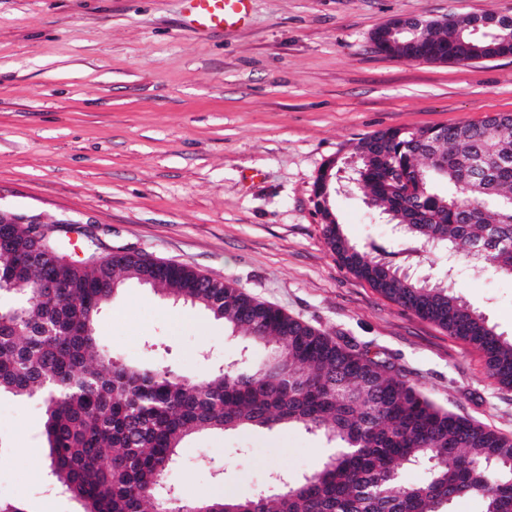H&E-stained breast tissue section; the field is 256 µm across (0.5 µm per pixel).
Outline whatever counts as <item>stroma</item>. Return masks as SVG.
<instances>
[{
    "mask_svg": "<svg viewBox=\"0 0 512 512\" xmlns=\"http://www.w3.org/2000/svg\"><path fill=\"white\" fill-rule=\"evenodd\" d=\"M483 12L512 16V0H253L245 27L203 34L185 26L183 0H0V206L70 221L72 259L92 240L234 282L367 345L437 407L512 438V389L479 350L341 266L314 197L325 164L350 158L362 137L512 113V56L407 61L371 42L393 20ZM330 205L352 242L403 264L362 194ZM457 292L512 337V279L463 266ZM98 335L116 357L187 377L240 351L223 322L134 282ZM43 423L38 401L0 397V499L80 512L46 492ZM334 451L293 427L201 434L168 481L189 500L245 499Z\"/></svg>",
    "mask_w": 512,
    "mask_h": 512,
    "instance_id": "1",
    "label": "stroma"
}]
</instances>
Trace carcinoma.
Wrapping results in <instances>:
<instances>
[{"label":"carcinoma","instance_id":"cac0c4a2","mask_svg":"<svg viewBox=\"0 0 512 512\" xmlns=\"http://www.w3.org/2000/svg\"><path fill=\"white\" fill-rule=\"evenodd\" d=\"M429 21L417 33L379 38L392 57L469 62L512 55V17ZM354 187L399 227L409 257L445 252L469 269L512 277V116L496 113L416 132L388 128L361 138ZM335 172L317 179V207L336 259L385 298L481 351L489 376L512 389V340L455 295V273L431 282L342 232L330 207ZM76 266L39 224L0 226V395L39 399L53 484L83 512H449L472 498L481 512H512V439L444 411L369 348L339 341L257 301L230 281L197 288L187 265H163L151 288L224 321L228 336L268 347L200 379L120 361L96 330L110 283L142 280L141 257L107 255ZM281 427L318 432L344 450L300 478L250 498L188 501L167 494L166 475L196 433ZM422 469L416 481L401 471Z\"/></svg>","mask_w":512,"mask_h":512}]
</instances>
